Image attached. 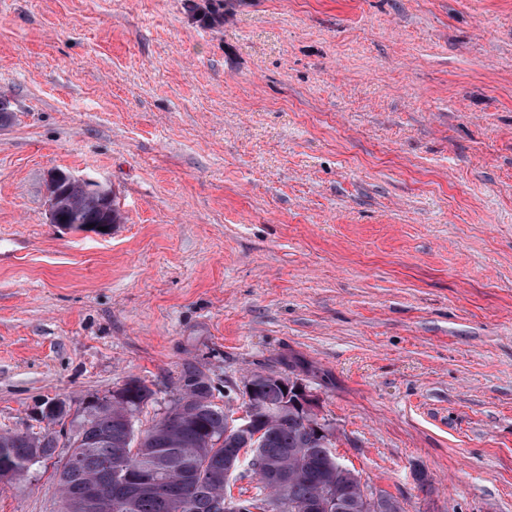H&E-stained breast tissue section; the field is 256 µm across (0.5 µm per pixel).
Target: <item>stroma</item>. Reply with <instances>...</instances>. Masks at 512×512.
Wrapping results in <instances>:
<instances>
[{
    "mask_svg": "<svg viewBox=\"0 0 512 512\" xmlns=\"http://www.w3.org/2000/svg\"><path fill=\"white\" fill-rule=\"evenodd\" d=\"M1 95L0 430L294 360L370 489L512 512V0H0ZM54 168L121 223L51 224Z\"/></svg>",
    "mask_w": 512,
    "mask_h": 512,
    "instance_id": "obj_1",
    "label": "stroma"
}]
</instances>
